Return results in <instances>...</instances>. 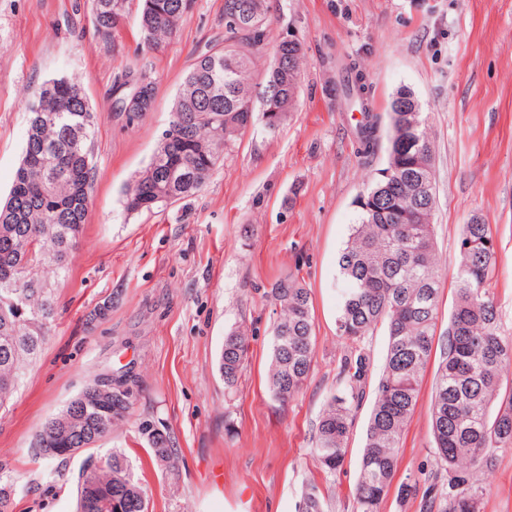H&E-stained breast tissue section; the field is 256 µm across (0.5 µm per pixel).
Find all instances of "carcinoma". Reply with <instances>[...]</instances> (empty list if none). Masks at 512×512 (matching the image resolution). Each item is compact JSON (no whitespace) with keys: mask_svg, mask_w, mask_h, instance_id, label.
Instances as JSON below:
<instances>
[{"mask_svg":"<svg viewBox=\"0 0 512 512\" xmlns=\"http://www.w3.org/2000/svg\"><path fill=\"white\" fill-rule=\"evenodd\" d=\"M192 7L193 0H140L142 48L154 51L175 38ZM90 12L97 35L114 39L126 23L127 0H90ZM268 14V0H224V38L186 72L168 129L146 168L125 188L127 213L151 212L195 196L253 124L255 102L271 132L296 108L305 57L300 41H280L257 80V64L267 54ZM134 72L149 95L125 113L130 125L154 111L156 103L148 64L123 74ZM358 79L347 77L344 94L363 110L360 153L368 159L378 148V120L359 95ZM29 112L22 159L0 205L1 413L48 338L57 309L51 281L68 271L96 172L95 115L76 79L42 84ZM389 122L385 166L357 197L356 222L338 258L337 333L353 347L344 362L345 384L320 416L312 454L324 473L336 475L365 398V341L384 330L386 360L374 386L353 495L354 512H379L438 340L430 405L435 469L423 492L424 512H484L482 477L499 453L512 449V336L500 333L489 288L498 248L489 226L472 214L459 233L447 328L436 334L442 267L432 224L434 142L427 115L407 88L392 97ZM269 297L279 314L272 328L268 385L271 395L286 403L303 390L313 369L310 293L297 278L285 277L274 283ZM248 345L241 325L224 336L219 371L228 388L238 383ZM132 396L123 378L93 380L36 434L32 448L44 459H66L70 448L96 447L126 417ZM140 434L154 463L176 468L179 454L167 431L144 425ZM77 494V512H148L146 492L117 450L82 461ZM297 512H325L316 485L306 487Z\"/></svg>","mask_w":512,"mask_h":512,"instance_id":"obj_1","label":"carcinoma"}]
</instances>
